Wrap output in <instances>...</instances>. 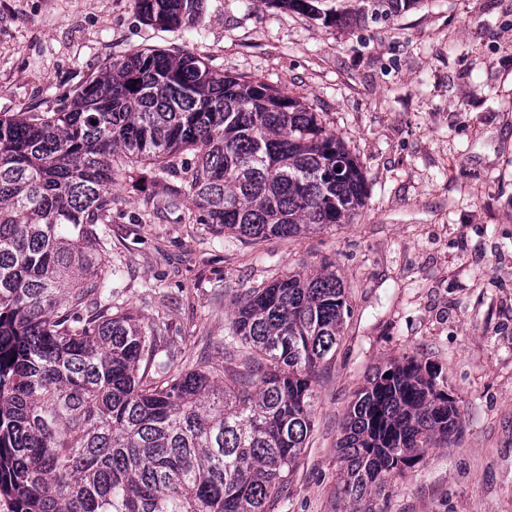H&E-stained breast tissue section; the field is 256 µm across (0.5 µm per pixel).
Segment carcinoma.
Listing matches in <instances>:
<instances>
[{
    "instance_id": "1",
    "label": "carcinoma",
    "mask_w": 512,
    "mask_h": 512,
    "mask_svg": "<svg viewBox=\"0 0 512 512\" xmlns=\"http://www.w3.org/2000/svg\"><path fill=\"white\" fill-rule=\"evenodd\" d=\"M325 25L419 0H271ZM167 29L197 0H135ZM239 240L296 238L363 209L360 164L316 113L190 50L109 58L52 106L0 114V501L9 512H266L313 428L314 384L350 311L334 272L234 299L224 365L162 353L164 324L112 304V186ZM391 377H385V374ZM461 430L415 358L378 367L337 442L339 493L380 512L393 481Z\"/></svg>"
}]
</instances>
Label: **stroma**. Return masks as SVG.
Listing matches in <instances>:
<instances>
[{
    "instance_id": "stroma-1",
    "label": "stroma",
    "mask_w": 512,
    "mask_h": 512,
    "mask_svg": "<svg viewBox=\"0 0 512 512\" xmlns=\"http://www.w3.org/2000/svg\"><path fill=\"white\" fill-rule=\"evenodd\" d=\"M191 50L299 100L360 163L350 224L250 244L177 215L140 221L112 189L118 305L167 323L165 347L224 363L234 294L331 265L350 312L314 386L313 429L270 512H355L336 443L377 366L414 357L443 380L462 435L430 449L383 512H512V0H420L393 23L326 26L267 0H201L170 32L135 0H0V113L54 101L110 57Z\"/></svg>"
}]
</instances>
